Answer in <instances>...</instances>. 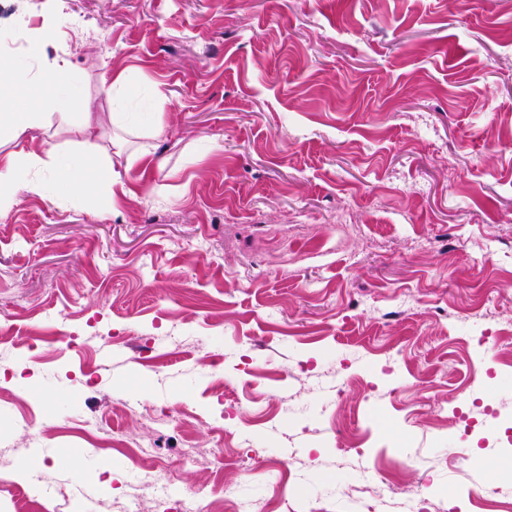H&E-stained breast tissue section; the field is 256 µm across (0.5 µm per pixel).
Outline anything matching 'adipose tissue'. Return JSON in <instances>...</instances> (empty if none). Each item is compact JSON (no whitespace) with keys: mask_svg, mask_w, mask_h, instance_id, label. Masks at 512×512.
<instances>
[{"mask_svg":"<svg viewBox=\"0 0 512 512\" xmlns=\"http://www.w3.org/2000/svg\"><path fill=\"white\" fill-rule=\"evenodd\" d=\"M59 36V30L48 25L30 42L28 53L37 61L38 73L27 76L13 68L8 71L16 97L36 99L39 109L22 112L14 99L0 97V214L12 207L22 189L38 195L49 190L57 196L90 197L100 211L110 212L129 194L114 169L115 158L124 157L129 168L137 165L145 171L153 166L146 154L131 151L127 142L116 138L98 144L95 152L79 155L63 152L48 140L36 150L20 148L28 130L42 128L55 114L64 117L80 111L78 130L89 140H97L103 127L104 113L90 111L67 64L48 56L49 46Z\"/></svg>","mask_w":512,"mask_h":512,"instance_id":"1","label":"adipose tissue"}]
</instances>
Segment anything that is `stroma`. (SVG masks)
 <instances>
[{
	"mask_svg": "<svg viewBox=\"0 0 512 512\" xmlns=\"http://www.w3.org/2000/svg\"><path fill=\"white\" fill-rule=\"evenodd\" d=\"M47 24L155 164L113 211L22 191L0 217V477L29 512L136 493L128 457L70 429L140 437L160 407L187 416L162 441L180 493L210 496L179 462L226 434L297 473L226 474L282 512H354L369 459L444 512H512V0H5L0 57ZM489 333L501 362L476 377ZM470 382L484 404L459 405Z\"/></svg>",
	"mask_w": 512,
	"mask_h": 512,
	"instance_id": "stroma-1",
	"label": "stroma"
}]
</instances>
